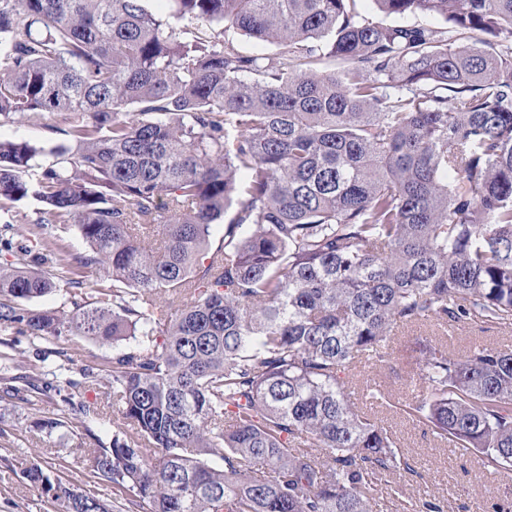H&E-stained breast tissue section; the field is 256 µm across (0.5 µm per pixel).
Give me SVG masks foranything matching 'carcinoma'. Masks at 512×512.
Masks as SVG:
<instances>
[{"label":"carcinoma","instance_id":"obj_1","mask_svg":"<svg viewBox=\"0 0 512 512\" xmlns=\"http://www.w3.org/2000/svg\"><path fill=\"white\" fill-rule=\"evenodd\" d=\"M144 2L0 0V117L69 142L0 138V237L38 245L0 266V327L112 346V443L81 452L134 512H380L377 481L416 470L352 401L357 369L389 365L399 328L512 324V0H372L445 27L356 0H170L173 25ZM224 27L279 51L203 33ZM417 350L427 393L400 411L511 466L512 350ZM23 475L62 512H112ZM355 7L360 13L367 15L368 17H371L375 21H380L386 24H426L433 26H442L445 24L443 19L438 16H430L424 14L408 15L401 18L389 16L378 11L376 9V6L369 0H357L355 2ZM232 39L236 48L246 55L262 54L265 56H273L277 53L278 49L275 45L265 42H260L256 39L249 38L241 35L240 33L233 32V30L224 33V39ZM56 233L62 239V243L72 253H83L88 247L74 224H55Z\"/></svg>","mask_w":512,"mask_h":512}]
</instances>
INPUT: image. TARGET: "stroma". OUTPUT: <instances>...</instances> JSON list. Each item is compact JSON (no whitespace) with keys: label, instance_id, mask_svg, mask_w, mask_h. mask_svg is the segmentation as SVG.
Segmentation results:
<instances>
[{"label":"stroma","instance_id":"obj_1","mask_svg":"<svg viewBox=\"0 0 512 512\" xmlns=\"http://www.w3.org/2000/svg\"><path fill=\"white\" fill-rule=\"evenodd\" d=\"M443 336L436 326L427 323L403 329L392 339L395 351L390 366H369L361 370L359 380L380 387L391 395L388 406H374L375 415L389 425L398 450L413 464L416 476L404 471L387 474L378 486L377 501L381 512H418L422 501L443 502V512H512V469L489 472L471 451L448 449L426 433L424 428L408 421L398 408L410 399L409 388L419 379L411 372L412 348L417 339ZM450 351L459 353L473 343L490 347H512V325L490 326L465 322L454 326L446 335ZM43 349L28 337L18 339V353L10 374H0V512H56V504L41 497L24 479L23 471L32 462L54 464L56 474L66 482L90 493L102 494L112 502V512H127L124 496L101 489L89 478L80 446H92L94 439L112 440L108 422L80 414L75 403L94 399V391L76 389L71 401L49 390L27 403L14 396L16 377L31 373ZM48 420L61 426L44 430ZM402 484L406 496H391L390 488Z\"/></svg>","mask_w":512,"mask_h":512}]
</instances>
